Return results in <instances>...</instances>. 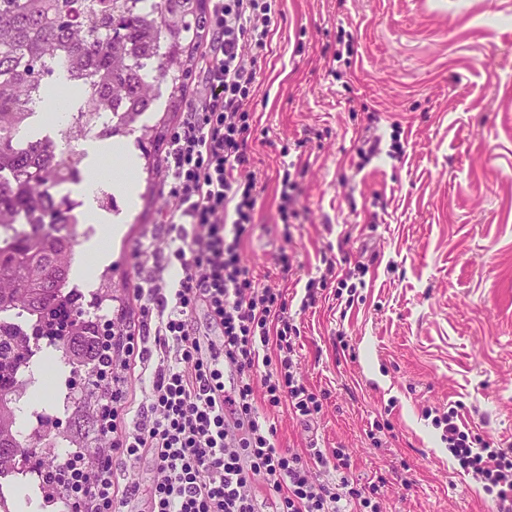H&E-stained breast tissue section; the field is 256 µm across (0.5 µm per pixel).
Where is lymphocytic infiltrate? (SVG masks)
<instances>
[{
    "mask_svg": "<svg viewBox=\"0 0 512 512\" xmlns=\"http://www.w3.org/2000/svg\"><path fill=\"white\" fill-rule=\"evenodd\" d=\"M277 13V0H209L199 31L202 88L164 159L173 203L158 222L167 246L136 251L147 278L134 288L136 310L116 339L106 426L93 448L58 458L48 471L52 480L75 474L70 498L86 512H258L260 489L276 512H382L365 487L316 477L320 468H347L341 449L284 447L269 418L283 407L307 424L322 408L297 377V328L284 291L261 285L240 255L260 194L247 174L257 71L244 58L267 49ZM174 265L182 276L173 284ZM140 370L150 385L137 403L130 386ZM132 404L138 417L130 422ZM458 418L453 408L436 418L443 441L484 480L497 512H512V445L493 447L461 430ZM119 459L149 462L151 483L116 481Z\"/></svg>",
    "mask_w": 512,
    "mask_h": 512,
    "instance_id": "lymphocytic-infiltrate-1",
    "label": "lymphocytic infiltrate"
}]
</instances>
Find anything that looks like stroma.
<instances>
[{"label": "stroma", "instance_id": "1", "mask_svg": "<svg viewBox=\"0 0 512 512\" xmlns=\"http://www.w3.org/2000/svg\"><path fill=\"white\" fill-rule=\"evenodd\" d=\"M255 62L249 110L262 188L241 252L287 288L298 377L325 392L310 424L274 422L293 448H340L383 512H495L442 442L431 409L512 444V0H280ZM382 138L378 157L357 152ZM401 157H392L394 147ZM308 171L282 222L277 173ZM138 208L94 273L111 270L105 318L124 325L135 250L170 198L139 172ZM297 263L284 282L278 259ZM363 263V286L329 282L302 308L322 256Z\"/></svg>", "mask_w": 512, "mask_h": 512}]
</instances>
